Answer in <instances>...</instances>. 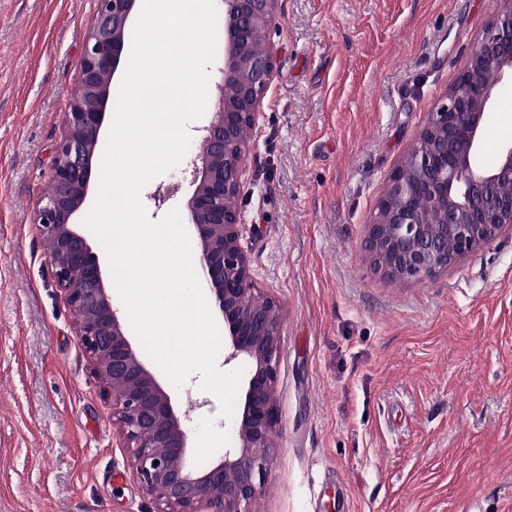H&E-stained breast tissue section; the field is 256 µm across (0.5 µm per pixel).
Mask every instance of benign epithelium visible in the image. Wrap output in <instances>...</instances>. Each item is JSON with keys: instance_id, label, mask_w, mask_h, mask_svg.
Returning a JSON list of instances; mask_svg holds the SVG:
<instances>
[{"instance_id": "benign-epithelium-1", "label": "benign epithelium", "mask_w": 512, "mask_h": 512, "mask_svg": "<svg viewBox=\"0 0 512 512\" xmlns=\"http://www.w3.org/2000/svg\"><path fill=\"white\" fill-rule=\"evenodd\" d=\"M223 16L217 111L202 128L200 164L186 208L192 251L216 325L224 331V364L244 363L233 446L201 468L188 463L187 414L146 363L114 306L103 268L80 222L88 207L94 152L111 85L126 56L125 33L141 0H97L80 66L85 96L72 99L54 148L53 189L37 202L34 223L52 244V277L76 316L80 342L104 393L134 475L156 512H255L279 415L275 404L281 349L279 304L256 287L240 246L238 194L249 157L242 129L254 128L274 72L267 39L277 0H215ZM512 81V0L498 9L471 46L456 86L430 114L393 172L368 225L365 248L393 280L435 278L466 254L512 232V143L491 168L476 157L497 88ZM430 202V210L421 202ZM453 248H448V243Z\"/></svg>"}]
</instances>
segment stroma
Here are the masks:
<instances>
[{"instance_id":"1","label":"stroma","mask_w":512,"mask_h":512,"mask_svg":"<svg viewBox=\"0 0 512 512\" xmlns=\"http://www.w3.org/2000/svg\"><path fill=\"white\" fill-rule=\"evenodd\" d=\"M495 0H278L275 67L241 179L240 243L282 313L279 426L255 512H512V234L427 281L364 249L395 169ZM96 0H0V512H155L33 223ZM512 142L502 85L478 166ZM183 167L151 220L185 210ZM181 182L164 206L156 190ZM184 382L191 461L233 418Z\"/></svg>"}]
</instances>
